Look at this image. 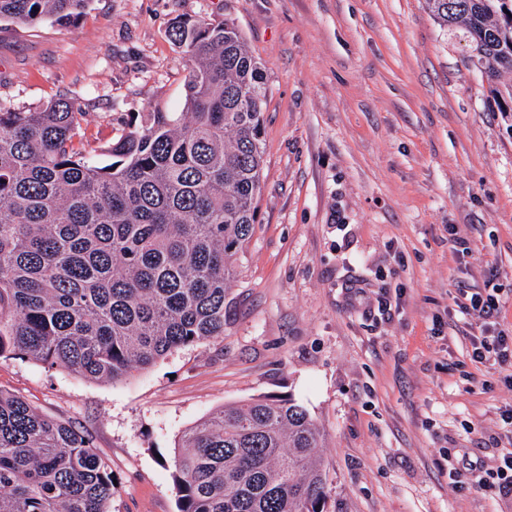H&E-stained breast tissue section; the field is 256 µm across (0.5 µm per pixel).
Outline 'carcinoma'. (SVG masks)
Returning <instances> with one entry per match:
<instances>
[{"label": "carcinoma", "instance_id": "obj_1", "mask_svg": "<svg viewBox=\"0 0 512 512\" xmlns=\"http://www.w3.org/2000/svg\"><path fill=\"white\" fill-rule=\"evenodd\" d=\"M88 2L0 0V19L70 21ZM426 4L465 25L488 83L512 69V0ZM169 37L185 111L139 112L106 147L65 95L0 107V356L119 381L224 336L262 192L263 64L229 19H178ZM322 442L288 398L227 405L181 438L180 512H324ZM112 488L89 435L0 391V512H111Z\"/></svg>", "mask_w": 512, "mask_h": 512}]
</instances>
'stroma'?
I'll return each instance as SVG.
<instances>
[{"label":"stroma","instance_id":"1","mask_svg":"<svg viewBox=\"0 0 512 512\" xmlns=\"http://www.w3.org/2000/svg\"><path fill=\"white\" fill-rule=\"evenodd\" d=\"M178 17L235 20L268 87L263 190L224 336L113 383L7 353L0 390L90 435L111 512H178L185 430L264 396L321 428L325 512H512L497 487L448 479L512 450V387L471 360L480 322L451 309L458 283L494 285L512 332V112L462 28L425 0H91L73 26L0 20V106L67 94L103 144L143 108L183 111ZM387 295L399 309L379 310Z\"/></svg>","mask_w":512,"mask_h":512}]
</instances>
